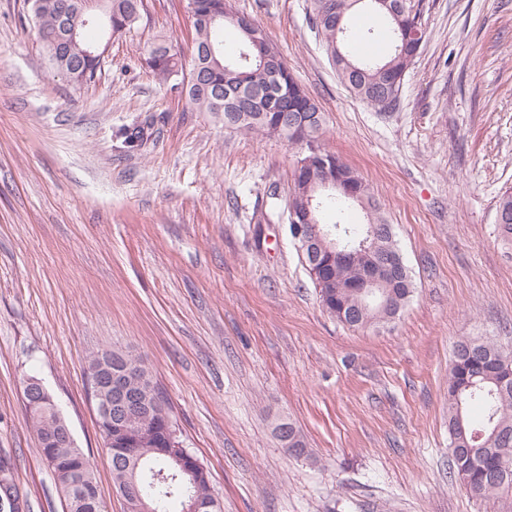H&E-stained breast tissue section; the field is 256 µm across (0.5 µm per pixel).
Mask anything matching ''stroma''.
Here are the masks:
<instances>
[{"mask_svg": "<svg viewBox=\"0 0 512 512\" xmlns=\"http://www.w3.org/2000/svg\"><path fill=\"white\" fill-rule=\"evenodd\" d=\"M95 83L59 76L24 0H0V462L25 512H66L24 404L53 394L113 490L90 352L139 358L224 512H512L448 473V368L463 338L512 347V0H424L423 43L396 111L340 83L307 0H228L258 21L324 114L321 142L370 187L412 276L393 321L321 307L289 232L299 157L285 140L192 110L186 0H146ZM144 140L127 142L136 128ZM308 448L293 457L276 427ZM148 64L155 74L167 78L175 69L178 70L179 60L172 47L158 43L150 50ZM496 224L505 237H512V191L507 190L500 195L496 203Z\"/></svg>", "mask_w": 512, "mask_h": 512, "instance_id": "stroma-1", "label": "stroma"}]
</instances>
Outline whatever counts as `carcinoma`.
Instances as JSON below:
<instances>
[{"instance_id": "1", "label": "carcinoma", "mask_w": 512, "mask_h": 512, "mask_svg": "<svg viewBox=\"0 0 512 512\" xmlns=\"http://www.w3.org/2000/svg\"><path fill=\"white\" fill-rule=\"evenodd\" d=\"M38 16L34 19L36 38L46 53L52 68L77 84H91L101 73V63L84 55L89 45L84 25L87 15L80 9H69L71 0H35ZM99 13L122 23L117 34L131 29L139 18L136 3L142 0H98ZM363 10L383 15L388 21L387 37L390 53L373 60L362 55L349 36L352 16ZM423 0H416L414 9L403 17L388 13L377 0H309V19L320 37L329 60L342 84L358 99L377 112L396 109L404 76L412 64L416 50L404 49V40L423 28ZM245 15L231 11L210 28L193 27V47L189 71H194L201 47L214 49V56H206V77L225 82L224 99L219 102L213 89H202L189 84L185 87L188 104L198 112H210L224 122V128L244 133H260L270 137L287 136L288 124L303 119L307 136L320 139L324 115L314 98L289 74L288 102H275L273 109L278 120L254 108L251 99L264 92L276 91L274 80L260 69L256 62H239V56L224 54V27L232 26L240 36V50L251 48L250 30L242 26ZM149 67L162 78L168 77L179 66L177 53L164 43L154 45L149 53ZM336 169L352 183L358 192L359 206L365 210L367 223L359 226L335 224L336 235L343 239L356 238L372 228L370 259L394 261L402 266V281L395 282L384 271H378L381 287L390 305H365L349 292L347 284L363 269L356 258L336 266L332 280L315 284L320 289L322 307L339 321L354 328H369L387 323L404 309L413 293V280L380 208L363 178L341 157H336ZM314 182L293 178L288 208H300L309 196H315ZM496 223L505 237H512V191L500 195L496 203ZM112 360L128 365L131 384L143 398L151 402L158 393L152 376L141 361L120 350L112 351ZM512 364V352H506L491 341L464 339L454 350V359L448 370V433L451 474L469 485L476 497L488 499L512 493V473L503 475L502 455L512 454V380L499 385L494 373L496 364ZM33 398L43 403L26 407L31 418L42 455L62 489L68 512H102L100 489L94 469L76 442H60L53 447L45 445V438L66 424L53 399L32 389ZM290 454H307L304 441L293 426H288L285 437ZM134 460L139 462L138 478L141 500L126 502V512H143L142 503L153 512H183L186 498L196 496L203 501L212 499L205 469L195 474L184 472L167 448L158 447L152 438L134 448ZM112 483L115 488L127 482L131 465L109 456ZM6 498L11 512H23L24 504L15 489L10 469L0 465V499Z\"/></svg>"}]
</instances>
